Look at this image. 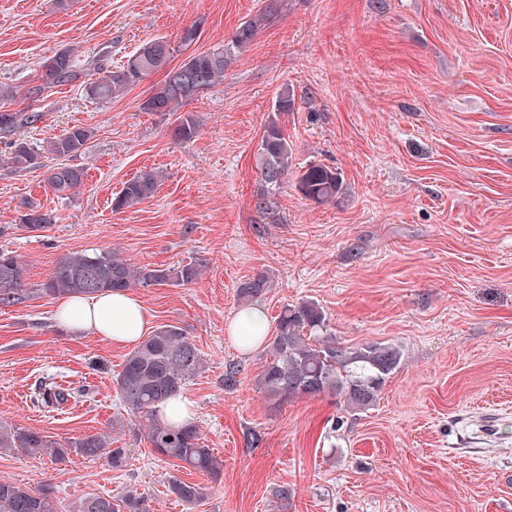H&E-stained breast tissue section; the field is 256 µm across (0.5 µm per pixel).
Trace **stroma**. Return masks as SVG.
Masks as SVG:
<instances>
[{
    "instance_id": "1",
    "label": "stroma",
    "mask_w": 512,
    "mask_h": 512,
    "mask_svg": "<svg viewBox=\"0 0 512 512\" xmlns=\"http://www.w3.org/2000/svg\"><path fill=\"white\" fill-rule=\"evenodd\" d=\"M263 0H0V84L16 108L40 61L73 48L126 62L202 21L196 52L223 46ZM279 11L221 84L187 109L200 121L176 141L173 112H146L151 74L100 105L79 84L38 102L19 130L34 147L75 125L91 128L77 157L84 186L58 197L41 169L5 162L0 138V248L28 265L32 294L0 305V421L64 440L106 434L125 463L0 451V477L52 487L62 512L82 496L130 491L149 512H512V0H279ZM295 112L282 124L295 166L340 172L334 201L278 197L280 223L253 207L256 153L282 86ZM163 179L119 212L112 198L137 174ZM53 224L20 227L27 201ZM116 249L137 264H197L187 286L135 289L152 328L173 324L205 367L184 389L220 482L155 455L115 388L125 349L71 335L53 320L59 297L39 291L67 252ZM264 272L259 305L315 302L341 346H398L397 370L376 402L351 413L336 396L274 405L258 386L266 347L244 353L228 329L246 301L238 286ZM235 371L225 385L227 371ZM77 393L57 409L34 404L41 382ZM256 434L248 444L247 434ZM206 486L188 507L170 477Z\"/></svg>"
}]
</instances>
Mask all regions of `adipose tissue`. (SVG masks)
Here are the masks:
<instances>
[{"instance_id": "obj_1", "label": "adipose tissue", "mask_w": 512, "mask_h": 512, "mask_svg": "<svg viewBox=\"0 0 512 512\" xmlns=\"http://www.w3.org/2000/svg\"><path fill=\"white\" fill-rule=\"evenodd\" d=\"M54 320L74 335L98 336L119 347L138 345L151 323L139 299L125 291L69 295ZM267 329L263 309L251 306L236 314L229 332L239 350L247 352L264 341Z\"/></svg>"}]
</instances>
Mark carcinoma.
<instances>
[{
	"mask_svg": "<svg viewBox=\"0 0 512 512\" xmlns=\"http://www.w3.org/2000/svg\"><path fill=\"white\" fill-rule=\"evenodd\" d=\"M279 0H268L263 10L242 22L224 47L206 52H193L177 65L169 66L172 48L162 38L141 45L120 66L110 67L95 62V79L85 85L86 95L108 103L122 97L144 77L164 71L162 83L143 102L146 112H175L199 96L198 88L209 90L224 80V75L236 55L244 52L273 15ZM39 84L31 86L26 96L34 101L56 86L81 78L79 63L73 49L63 48L40 62ZM13 87L0 85V137L8 139L9 162L20 167L43 168L45 155L57 163L47 170L51 189L64 196L80 188L87 176L85 168L67 163V159L84 154L92 131L74 125L61 137L42 149H34L22 139H11L17 130L29 127L41 119V114L29 109L11 108ZM293 89L283 86L278 92L273 113L264 125L256 154L260 171V188L254 196L259 216L276 224L279 221L278 195L288 175L293 173V149L281 120L295 111ZM198 118L191 112L181 114L172 135L190 141L199 134ZM161 176L150 170L126 181L112 199V209L131 208L153 196ZM340 173L320 164H310L296 173V189L317 204L333 201L341 192ZM54 217L37 205H28L20 217L21 227L38 231L53 223ZM200 270L194 263L177 268H161L149 264L137 265L123 259L112 249L91 254L69 252L55 263L40 291L66 296L92 295L106 291H128L132 288H152L169 284L184 286L198 279ZM28 266L9 251L0 252V304L21 302L27 295ZM271 288L267 274L259 272L239 287L242 299L262 297ZM327 328L321 308L312 301L287 305L277 321V331L268 344L267 358L258 384L269 398L278 403L291 398L331 393L343 400L350 412L363 410L376 401L382 386L398 368L402 354L392 344L374 343L351 350L340 346L326 335ZM204 359L194 344L178 326L165 324L129 352L120 372L115 376L117 393L130 414L141 420L145 440L152 452L163 458L178 460L206 474L212 481L221 480L223 461L204 446L194 424L183 427L168 425L160 420L156 408L170 397L182 392L203 369ZM72 393L54 382L42 383L37 399L49 405L62 404ZM106 437L91 434L64 442L51 440L33 429L0 423V449L42 451L54 461L65 463L72 454L97 458L108 454L112 467L125 462V449H108ZM170 490L181 502L195 505L206 496V487L178 478L170 480ZM0 512H61L52 488L32 490L24 485L0 478ZM75 512H149L145 498L124 494L84 495Z\"/></svg>",
	"mask_w": 512,
	"mask_h": 512,
	"instance_id": "obj_1",
	"label": "carcinoma"
}]
</instances>
